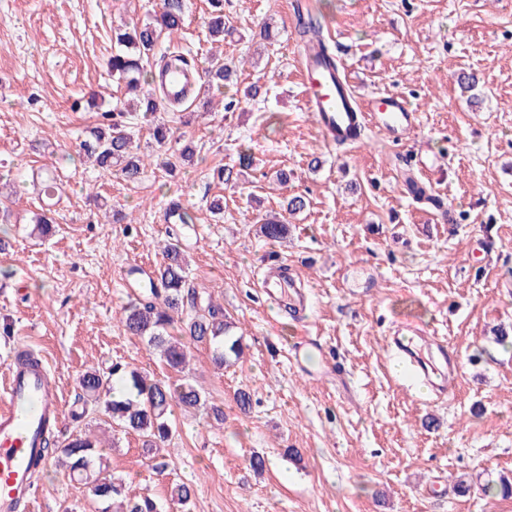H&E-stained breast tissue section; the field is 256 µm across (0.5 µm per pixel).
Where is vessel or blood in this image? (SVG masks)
I'll use <instances>...</instances> for the list:
<instances>
[{
    "label": "vessel or blood",
    "mask_w": 512,
    "mask_h": 512,
    "mask_svg": "<svg viewBox=\"0 0 512 512\" xmlns=\"http://www.w3.org/2000/svg\"><path fill=\"white\" fill-rule=\"evenodd\" d=\"M297 62L305 80L306 110L328 142L348 144L351 131L358 126L384 129L397 143L416 131L418 117L405 96L391 93L359 98L347 75L327 64L317 43L300 46ZM199 80V68L191 65L159 74L169 99L178 102L185 101L187 91ZM392 341L397 353L418 369L424 364L423 352H430L438 375L432 384L436 398H454L457 385L452 376L460 355L446 338L418 330L411 336H393ZM60 414L49 364L12 361L0 388V512H19L30 502V480L40 460L43 431L48 420Z\"/></svg>",
    "instance_id": "vessel-or-blood-1"
}]
</instances>
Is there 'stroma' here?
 Returning a JSON list of instances; mask_svg holds the SVG:
<instances>
[{
	"instance_id": "35a3bbf8",
	"label": "stroma",
	"mask_w": 512,
	"mask_h": 512,
	"mask_svg": "<svg viewBox=\"0 0 512 512\" xmlns=\"http://www.w3.org/2000/svg\"><path fill=\"white\" fill-rule=\"evenodd\" d=\"M308 2L359 93L404 95L416 132L398 145L376 129L328 145L304 107L292 0H224L220 43L207 28L210 0H186L182 30L161 38L150 65L171 49L202 68L231 58L238 91L256 83L267 94L230 112L215 102L201 117L195 92L158 113L172 132L162 146L151 124L135 121L142 152L178 163L174 175L151 165L129 184L80 160L76 144L98 123L102 97L124 95L106 66L113 28L151 17L159 0H0V240L12 251L0 255V377L14 347L45 357L64 409L57 445L95 435L129 493L162 500L185 483L191 512H512V498L484 492L512 479V349L495 339L496 329L512 333V0ZM266 23L268 41L259 36ZM463 72L478 76L482 104L461 95ZM186 144L194 156L182 161ZM244 148L253 169L224 183L219 170L236 166ZM426 149L441 158L420 180L453 224L406 190L407 163ZM48 169L63 193L56 231L42 237L31 217L41 204L35 175ZM283 169L285 185L276 180ZM294 195L306 207L287 240L262 237L254 217ZM218 196L219 219L209 212ZM174 202L192 223H164ZM116 211L129 223H113ZM482 238L490 252H471ZM170 240L187 256L190 286L223 304L244 354L220 369L208 346L191 345L189 375L224 420L175 410L160 474L136 436L103 413L76 421L70 411L90 366L106 372L118 362L177 382L119 322L137 294L130 267L157 266ZM279 265L304 284L301 313L257 286ZM412 322L459 351L454 401L430 404L405 370L388 373L387 338ZM302 336L322 349L297 363L291 349ZM329 356L344 367L332 379L317 374ZM241 390L251 396L246 412ZM255 454L263 472L250 466ZM97 510L56 462L36 475L31 512Z\"/></svg>"
}]
</instances>
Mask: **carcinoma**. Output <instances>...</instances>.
<instances>
[{
    "label": "carcinoma",
    "mask_w": 512,
    "mask_h": 512,
    "mask_svg": "<svg viewBox=\"0 0 512 512\" xmlns=\"http://www.w3.org/2000/svg\"><path fill=\"white\" fill-rule=\"evenodd\" d=\"M184 17L185 0H160L158 11L149 21L114 32L107 68L112 79L124 85L132 98L119 99L102 112L101 122L80 142L79 150L102 171L113 172L127 183L141 179L145 163L132 134L126 126L112 121V116L116 112H134L142 121L152 123L156 114L167 108L168 102L154 87L143 61L161 35L171 36L182 28ZM208 30L214 39L224 36L222 9L211 13ZM234 75L227 64H211L203 70L200 82L221 93L233 84ZM305 206L302 196L285 200L283 214L263 219L260 234L273 241L286 239V214ZM120 323L128 334L146 341L168 369L182 374L180 383L167 384L118 363L112 365L107 376L89 369L80 378L82 407L71 410V416L78 419L99 408L124 432L137 435L151 452L173 434V407L200 409L206 406L193 380L185 375L189 360L183 339L207 344L212 350L213 363L222 368L231 358H239L241 337L233 333L234 325L224 314L223 305L210 297L205 300L198 297L190 288L184 251L173 243L165 248L164 261L154 277L141 285L137 298L123 310ZM43 451L49 457L61 453L66 459V475L87 487L92 499L102 505L99 512H190L192 491L184 483L174 485L162 501L148 493L125 497L122 483L104 468L94 469L95 461L102 460V453L97 440L86 433L73 437L59 450L48 442Z\"/></svg>",
    "instance_id": "obj_1"
}]
</instances>
